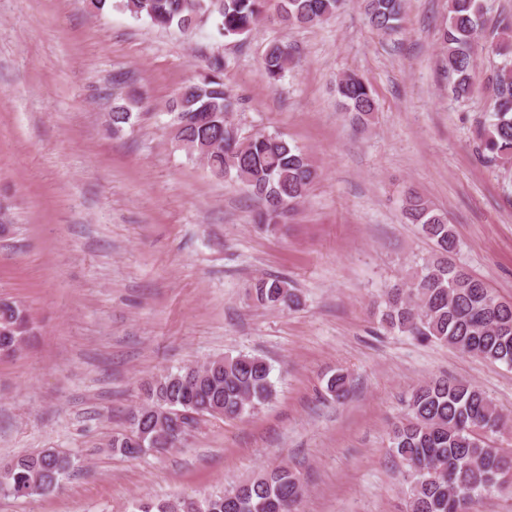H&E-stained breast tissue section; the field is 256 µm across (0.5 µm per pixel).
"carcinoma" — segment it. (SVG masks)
I'll list each match as a JSON object with an SVG mask.
<instances>
[{
    "label": "carcinoma",
    "instance_id": "1",
    "mask_svg": "<svg viewBox=\"0 0 512 512\" xmlns=\"http://www.w3.org/2000/svg\"><path fill=\"white\" fill-rule=\"evenodd\" d=\"M268 0H87L101 14L114 7L144 17L161 28L191 32L209 8L221 18L226 38L248 36L267 18ZM346 0H277L274 19L286 27H313L330 22ZM368 25L380 34L393 31L401 19L402 0H364ZM484 0H448V21L439 32L445 48L443 66L450 91L468 100L480 54L489 50L502 62L490 70L485 89L493 103L489 121L475 128L478 156L487 164L512 167V13H501L489 39L483 37ZM293 60L292 48L280 41L261 54L264 78L275 82ZM226 61L208 58L203 75L180 87L169 104L173 141L206 163L210 174L229 179L260 198L264 207L257 224L274 232L287 214L307 197L317 171L297 146L276 134H239L231 120L239 99L224 86ZM336 95L355 120L366 125L376 112L367 82L350 72L336 80ZM138 97L118 98L108 115L117 133L130 122ZM402 214L432 244L430 258L412 271L403 288L386 293L381 321L417 339L450 346L463 354L512 366V300H503L479 277L453 262L457 238L447 214L428 197L409 187ZM256 304L291 311L301 299L288 279L260 277L251 288ZM32 331L27 310L0 298V354H13ZM349 375L339 369L326 382V392L344 399ZM274 395L270 366L249 354L222 356L202 365L167 371L145 387L129 427L112 435V452L136 458L177 447L174 434L205 417L234 419L268 402ZM407 415L391 437L394 457L405 468L408 512H480L483 498L512 487V451L492 444L509 419L481 388L457 379L435 377L419 384L407 400ZM71 455L46 448L0 460V492L16 498L47 496L62 489L72 468ZM223 493L202 498L146 500L136 512H297L304 493L298 474L283 465L264 471Z\"/></svg>",
    "mask_w": 512,
    "mask_h": 512
}]
</instances>
